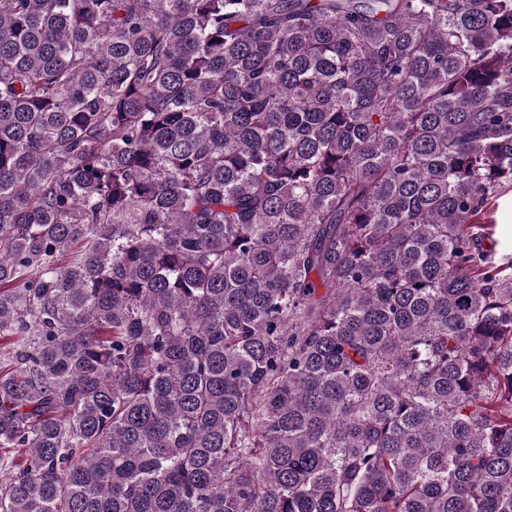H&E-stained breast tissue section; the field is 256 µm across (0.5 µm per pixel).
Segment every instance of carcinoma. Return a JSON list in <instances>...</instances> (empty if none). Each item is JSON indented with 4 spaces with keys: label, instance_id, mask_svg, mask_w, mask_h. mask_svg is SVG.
<instances>
[{
    "label": "carcinoma",
    "instance_id": "cac0c4a2",
    "mask_svg": "<svg viewBox=\"0 0 512 512\" xmlns=\"http://www.w3.org/2000/svg\"><path fill=\"white\" fill-rule=\"evenodd\" d=\"M509 193L512 0H0V512H512Z\"/></svg>",
    "mask_w": 512,
    "mask_h": 512
}]
</instances>
